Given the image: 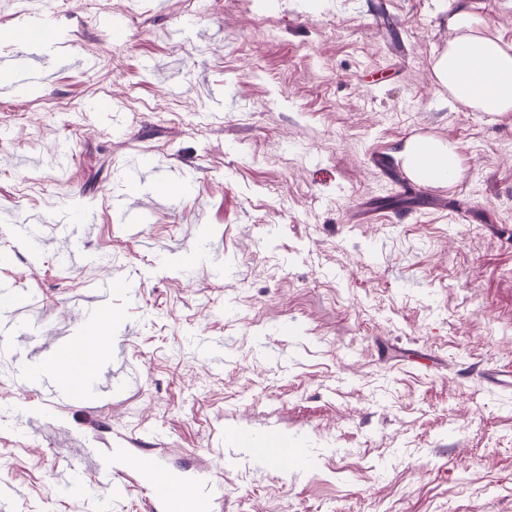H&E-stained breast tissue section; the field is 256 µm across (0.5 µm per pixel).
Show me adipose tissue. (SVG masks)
<instances>
[{
  "mask_svg": "<svg viewBox=\"0 0 512 512\" xmlns=\"http://www.w3.org/2000/svg\"><path fill=\"white\" fill-rule=\"evenodd\" d=\"M456 8L448 17L453 33L448 49L433 63L438 83L447 88L457 102L476 110L503 115L512 112V46L489 35L488 22L470 10L465 0H455ZM434 154L438 171L414 172L418 183L444 185L464 175L456 144L420 136L409 138L400 152L404 166H411L420 146Z\"/></svg>",
  "mask_w": 512,
  "mask_h": 512,
  "instance_id": "1",
  "label": "adipose tissue"
}]
</instances>
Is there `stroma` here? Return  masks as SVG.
Here are the masks:
<instances>
[{"label":"stroma","mask_w":512,"mask_h":512,"mask_svg":"<svg viewBox=\"0 0 512 512\" xmlns=\"http://www.w3.org/2000/svg\"><path fill=\"white\" fill-rule=\"evenodd\" d=\"M37 9L19 101L7 64ZM452 37L445 0H0V280L28 295L0 356V512H149L136 472L112 495L84 448L191 476L226 459L210 512H512V115L437 83ZM419 134L458 146L461 182L375 166ZM145 158L183 193L136 177ZM111 272L131 280L108 302L118 387H26ZM239 431L300 460L231 447Z\"/></svg>","instance_id":"35a3bbf8"}]
</instances>
